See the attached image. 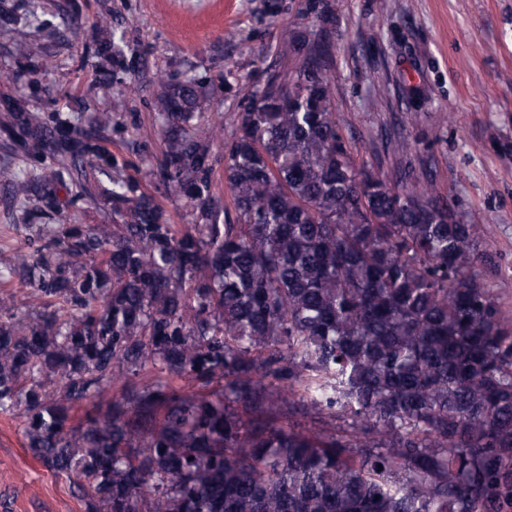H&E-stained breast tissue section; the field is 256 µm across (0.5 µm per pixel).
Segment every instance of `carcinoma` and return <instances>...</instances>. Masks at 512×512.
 I'll list each match as a JSON object with an SVG mask.
<instances>
[{"label": "carcinoma", "mask_w": 512, "mask_h": 512, "mask_svg": "<svg viewBox=\"0 0 512 512\" xmlns=\"http://www.w3.org/2000/svg\"><path fill=\"white\" fill-rule=\"evenodd\" d=\"M91 28L79 111L0 93L17 201L0 426L80 512H512V316L487 225L431 174L356 163L328 31L288 26L227 140L199 80L163 86L160 153L138 165L191 217L173 224L112 154L120 123L94 103L126 54L112 11ZM46 38L37 15L0 12L43 74ZM98 200L112 223L84 222Z\"/></svg>", "instance_id": "cac0c4a2"}]
</instances>
